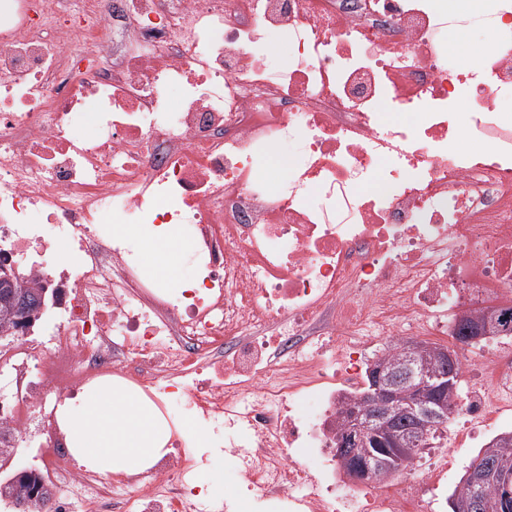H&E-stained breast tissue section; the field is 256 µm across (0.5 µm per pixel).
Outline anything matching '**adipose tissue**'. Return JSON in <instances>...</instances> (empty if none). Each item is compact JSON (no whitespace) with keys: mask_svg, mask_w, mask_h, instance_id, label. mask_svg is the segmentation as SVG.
I'll list each match as a JSON object with an SVG mask.
<instances>
[{"mask_svg":"<svg viewBox=\"0 0 512 512\" xmlns=\"http://www.w3.org/2000/svg\"><path fill=\"white\" fill-rule=\"evenodd\" d=\"M58 423L78 463L106 474L135 475L151 468L174 433L191 439L199 450L207 448L191 425L170 428L151 404L121 385L65 401Z\"/></svg>","mask_w":512,"mask_h":512,"instance_id":"1","label":"adipose tissue"}]
</instances>
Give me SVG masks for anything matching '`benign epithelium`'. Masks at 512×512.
<instances>
[{"mask_svg": "<svg viewBox=\"0 0 512 512\" xmlns=\"http://www.w3.org/2000/svg\"><path fill=\"white\" fill-rule=\"evenodd\" d=\"M490 317L486 314L466 315L462 322L469 323V335L463 341L470 342L474 336L483 335L489 328ZM403 357L397 367L388 366L379 361L371 365L368 375L371 391L366 401L353 409L349 424L330 436L332 447L350 451L359 455L360 467L351 474L355 481L365 478H385L398 471L388 463H379V457L373 449L380 447L381 431L394 433L392 422L402 414L413 418L417 429L426 430L430 426L442 428L457 411V406L428 397V393L440 389L456 387L457 356L452 350L440 352L438 367L432 372H425L419 366L417 352L421 349L420 341L413 338L400 339ZM401 386L417 392L415 400L405 399L404 403L396 400L395 390ZM467 481L476 497L472 498L466 510L479 507L477 494L489 483L498 484L504 489L512 487V467L509 462L499 458H479L470 466Z\"/></svg>", "mask_w": 512, "mask_h": 512, "instance_id": "obj_1", "label": "benign epithelium"}]
</instances>
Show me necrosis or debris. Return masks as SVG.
Returning a JSON list of instances; mask_svg holds the SVG:
<instances>
[{
	"label": "necrosis or debris",
	"instance_id": "obj_1",
	"mask_svg": "<svg viewBox=\"0 0 512 512\" xmlns=\"http://www.w3.org/2000/svg\"><path fill=\"white\" fill-rule=\"evenodd\" d=\"M479 3L473 66L448 0H0V244L56 292L60 328L41 377L16 354L0 446L37 427L50 512L68 489L89 512H219L181 448L142 483L71 462L58 396L109 378L164 413L187 395L274 512H431L435 470L337 484L327 433L374 340L512 308V0ZM280 36L287 58L262 52ZM279 147L295 157L274 188L257 162ZM115 224L183 231L190 287L146 276ZM478 369L462 443L503 421L484 387L512 392V338Z\"/></svg>",
	"mask_w": 512,
	"mask_h": 512
}]
</instances>
